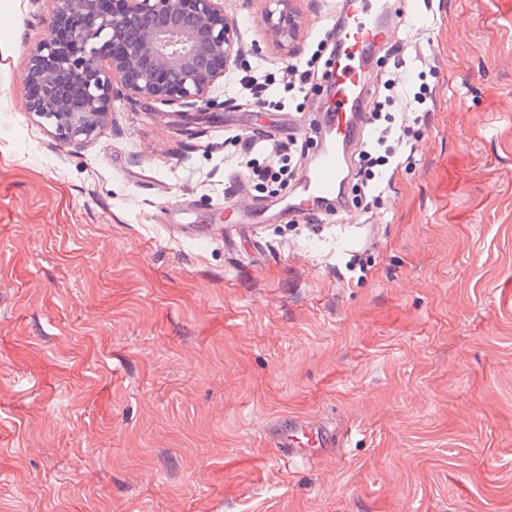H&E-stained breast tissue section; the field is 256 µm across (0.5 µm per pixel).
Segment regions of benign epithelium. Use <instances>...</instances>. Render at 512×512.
<instances>
[{"mask_svg": "<svg viewBox=\"0 0 512 512\" xmlns=\"http://www.w3.org/2000/svg\"><path fill=\"white\" fill-rule=\"evenodd\" d=\"M52 2V27L67 28V43L39 44L25 82L42 88L29 110L68 142L93 137L118 101L204 103L215 84L230 83L243 56L226 0H122L112 11L103 0ZM274 2L266 21L282 45L297 22L288 0Z\"/></svg>", "mask_w": 512, "mask_h": 512, "instance_id": "benign-epithelium-1", "label": "benign epithelium"}]
</instances>
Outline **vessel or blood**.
I'll use <instances>...</instances> for the list:
<instances>
[{"label":"vessel or blood","mask_w":512,"mask_h":512,"mask_svg":"<svg viewBox=\"0 0 512 512\" xmlns=\"http://www.w3.org/2000/svg\"><path fill=\"white\" fill-rule=\"evenodd\" d=\"M392 38L393 33L378 10V0H353L342 26L336 30L342 58L331 79L333 101L328 109L314 116L319 150L312 169L282 199L283 216L297 218L306 210L337 206L336 190L348 173L353 142L365 124L364 113L356 111L355 106L371 91L362 63L370 49ZM266 220V207L256 203L247 211L245 222L185 224L181 231L197 241L229 239L257 231ZM266 436L285 462L310 459L325 449L338 447L340 442L336 428L295 416L269 421Z\"/></svg>","instance_id":"vessel-or-blood-1"}]
</instances>
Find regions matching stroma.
Here are the masks:
<instances>
[{
  "label": "stroma",
  "mask_w": 512,
  "mask_h": 512,
  "mask_svg": "<svg viewBox=\"0 0 512 512\" xmlns=\"http://www.w3.org/2000/svg\"><path fill=\"white\" fill-rule=\"evenodd\" d=\"M263 94L121 102L64 142L28 109L51 0L0 9V512H512V0H397L407 161L362 214L272 219L232 246L174 239L273 203L234 183L237 137L316 151L336 0H228ZM318 56L308 96L293 64ZM279 416L339 448L284 466ZM276 2L278 9L269 10L266 14L267 25L274 32L276 41L285 46L284 42L291 39L296 28L297 22L294 16L288 11L287 2L289 0H267ZM282 6V8H280ZM278 14V15H277Z\"/></svg>",
  "instance_id": "1"
}]
</instances>
